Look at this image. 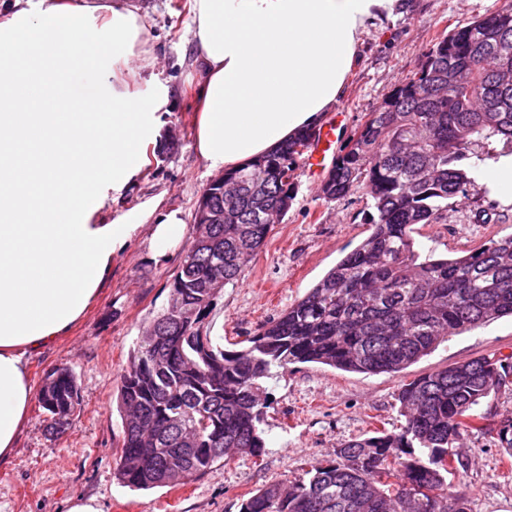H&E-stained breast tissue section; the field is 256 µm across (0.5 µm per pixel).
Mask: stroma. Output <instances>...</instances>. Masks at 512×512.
<instances>
[{
	"label": "stroma",
	"mask_w": 512,
	"mask_h": 512,
	"mask_svg": "<svg viewBox=\"0 0 512 512\" xmlns=\"http://www.w3.org/2000/svg\"><path fill=\"white\" fill-rule=\"evenodd\" d=\"M129 3L138 10L157 61L127 82L145 96L153 95L157 84L167 86L165 127L159 142L147 144L141 172L121 191L110 193L99 213L103 222L131 224L135 230L113 258L93 307L52 346L25 357L36 390L52 369L69 367L78 381L81 408L66 431L53 437L46 430L44 410L31 405L14 454L0 461V512H68L78 498L95 499L101 512H239L243 499L268 484L302 478L308 464L331 458L345 441L370 436L378 427L399 431L404 419L394 395L402 383L473 358L512 354V318L507 316L449 337L398 374L296 364L268 382L271 403L262 460L238 456L175 487L133 491L118 484L119 375L142 329L167 306L169 283L184 256L179 247L167 258H154L149 230L161 215L176 211L186 224L185 241H192L194 209L212 179L195 150L198 80L191 10L183 0ZM501 4L409 0L403 15L371 29L344 97L323 116L341 125L333 154L341 153L368 112L384 102L437 37ZM323 180L298 162L291 208L237 279L222 289L206 317L211 335L234 342L257 334L369 235L365 191L328 200L320 193ZM511 234L512 204L473 187L442 220L417 227L414 238L424 250L455 256ZM459 448L468 459L460 481L471 512H512V482L502 477L507 462L497 443L473 431L461 438Z\"/></svg>",
	"instance_id": "1"
}]
</instances>
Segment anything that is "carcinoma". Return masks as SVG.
Wrapping results in <instances>:
<instances>
[{
	"mask_svg": "<svg viewBox=\"0 0 512 512\" xmlns=\"http://www.w3.org/2000/svg\"><path fill=\"white\" fill-rule=\"evenodd\" d=\"M505 52L512 56V0L422 53L327 175L328 200L366 190L370 234L256 335L230 347L205 325L218 298L212 275L220 268L224 283L233 282L271 231L269 212L293 202L281 173L295 170L312 130L228 175L232 193L210 197L224 223L205 225L185 249L167 307L150 320L152 333L138 336L120 375V484L168 487L205 475L232 453L261 458L265 383L276 371L318 363L395 374L450 336L512 316V235L450 258L419 250L413 237L416 225L437 222L467 197L471 171L484 161L477 147L497 137L512 144ZM506 391L512 355L420 375L395 396L405 418L400 432L351 439L334 458L311 464L308 479L269 484L239 512H470L465 493L448 482L467 469L457 443L474 430L492 434L512 457V417L492 428L480 411ZM38 402L49 433L61 434L80 406L72 371L53 369Z\"/></svg>",
	"mask_w": 512,
	"mask_h": 512,
	"instance_id": "obj_1",
	"label": "carcinoma"
}]
</instances>
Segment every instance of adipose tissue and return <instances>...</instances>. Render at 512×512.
I'll return each mask as SVG.
<instances>
[{
	"instance_id": "ef3b65f1",
	"label": "adipose tissue",
	"mask_w": 512,
	"mask_h": 512,
	"mask_svg": "<svg viewBox=\"0 0 512 512\" xmlns=\"http://www.w3.org/2000/svg\"><path fill=\"white\" fill-rule=\"evenodd\" d=\"M406 0H192L201 71L195 149L232 172L319 124L347 89L364 37ZM153 64L138 14L117 0H44L0 18V460L33 399L26 352L53 343L98 297L130 224H98L108 189L144 165L167 90L114 81ZM90 73L94 91L77 93Z\"/></svg>"
}]
</instances>
